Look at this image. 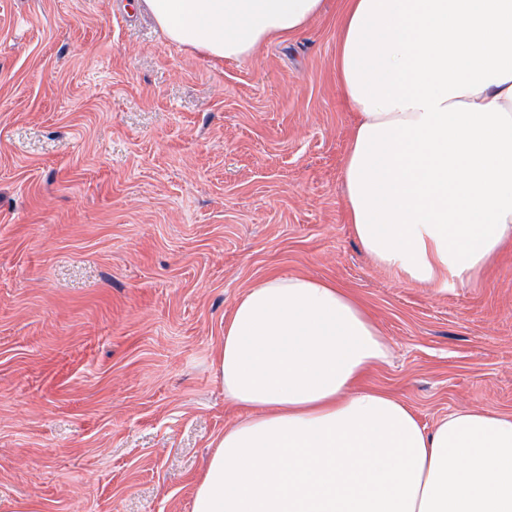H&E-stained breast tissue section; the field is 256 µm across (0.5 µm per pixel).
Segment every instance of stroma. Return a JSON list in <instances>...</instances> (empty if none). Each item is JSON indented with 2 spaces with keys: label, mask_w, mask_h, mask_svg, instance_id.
Segmentation results:
<instances>
[{
  "label": "stroma",
  "mask_w": 512,
  "mask_h": 512,
  "mask_svg": "<svg viewBox=\"0 0 512 512\" xmlns=\"http://www.w3.org/2000/svg\"><path fill=\"white\" fill-rule=\"evenodd\" d=\"M341 2L214 61L131 0H0V512H191L245 415L224 322L274 273L364 304L390 347L367 383L422 425L512 414V250L434 291L346 222Z\"/></svg>",
  "instance_id": "stroma-1"
}]
</instances>
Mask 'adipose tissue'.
Instances as JSON below:
<instances>
[{
  "mask_svg": "<svg viewBox=\"0 0 512 512\" xmlns=\"http://www.w3.org/2000/svg\"><path fill=\"white\" fill-rule=\"evenodd\" d=\"M139 4L220 61L302 32L324 0ZM336 41L354 238L413 286L475 279L512 248V0H346ZM388 354L336 283H253L217 353L247 415L215 440L192 512H512V415L459 409L426 428L365 386Z\"/></svg>",
  "mask_w": 512,
  "mask_h": 512,
  "instance_id": "adipose-tissue-1",
  "label": "adipose tissue"
}]
</instances>
